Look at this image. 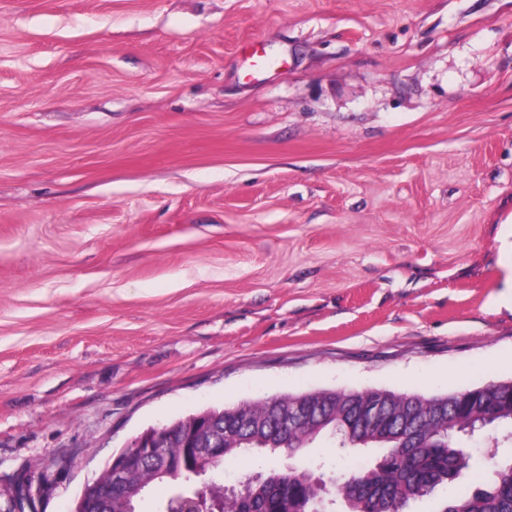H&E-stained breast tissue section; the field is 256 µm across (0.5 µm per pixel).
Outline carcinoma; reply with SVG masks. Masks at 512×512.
Instances as JSON below:
<instances>
[{
	"label": "carcinoma",
	"instance_id": "1",
	"mask_svg": "<svg viewBox=\"0 0 512 512\" xmlns=\"http://www.w3.org/2000/svg\"><path fill=\"white\" fill-rule=\"evenodd\" d=\"M297 401L315 408L314 415L283 435L263 430L237 432L230 420L274 422L280 409ZM224 418V428L239 440L224 441V455L208 464L214 474L240 454L257 450L296 455L322 435L336 439L345 450L367 449L374 464L352 469L341 484L316 491L312 470L272 468L271 479L240 482L239 492L223 496L222 512H309V505L330 495V503L344 496L350 512H404L413 501L428 497L452 483L468 467L461 436L478 429L512 427V381H490L448 393L395 392L383 388L319 389L298 394L245 400L234 406L206 409ZM193 469L171 471L150 481L170 483L162 512H185L200 487ZM439 512H512V461L496 465L476 492L456 489Z\"/></svg>",
	"mask_w": 512,
	"mask_h": 512
}]
</instances>
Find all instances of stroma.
I'll return each mask as SVG.
<instances>
[{
	"label": "stroma",
	"mask_w": 512,
	"mask_h": 512,
	"mask_svg": "<svg viewBox=\"0 0 512 512\" xmlns=\"http://www.w3.org/2000/svg\"><path fill=\"white\" fill-rule=\"evenodd\" d=\"M512 380V0H0V506L142 430ZM465 439L481 485L512 444ZM320 437L266 468L362 462Z\"/></svg>",
	"instance_id": "1"
}]
</instances>
